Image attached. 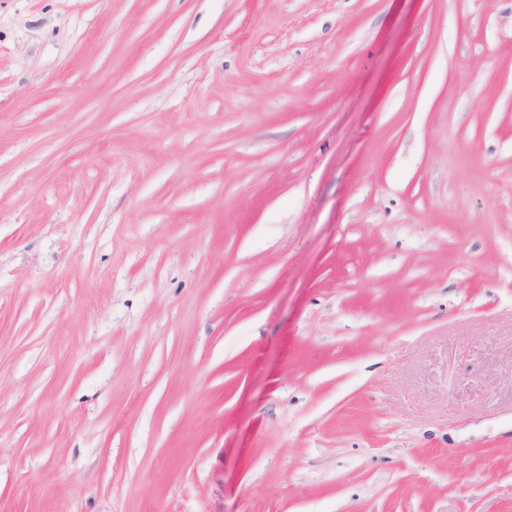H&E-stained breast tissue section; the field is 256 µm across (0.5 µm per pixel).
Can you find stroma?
Here are the masks:
<instances>
[{"label": "stroma", "instance_id": "obj_1", "mask_svg": "<svg viewBox=\"0 0 512 512\" xmlns=\"http://www.w3.org/2000/svg\"><path fill=\"white\" fill-rule=\"evenodd\" d=\"M0 512H512V0H0Z\"/></svg>", "mask_w": 512, "mask_h": 512}]
</instances>
